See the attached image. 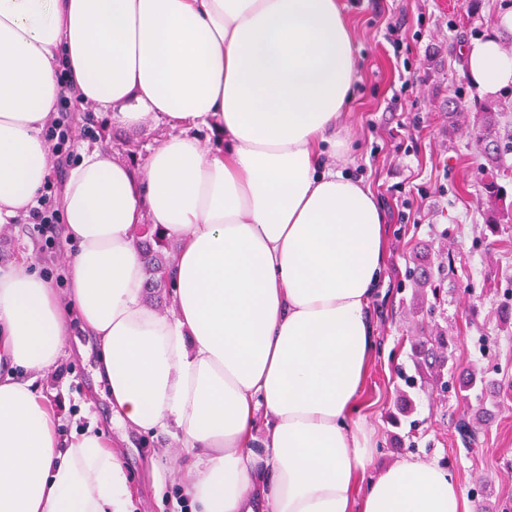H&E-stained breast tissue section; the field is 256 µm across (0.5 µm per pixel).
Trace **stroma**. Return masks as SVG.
Returning <instances> with one entry per match:
<instances>
[{
  "instance_id": "1",
  "label": "stroma",
  "mask_w": 512,
  "mask_h": 512,
  "mask_svg": "<svg viewBox=\"0 0 512 512\" xmlns=\"http://www.w3.org/2000/svg\"><path fill=\"white\" fill-rule=\"evenodd\" d=\"M354 36L358 79L342 134L349 144L346 172L379 199L387 224L384 290L373 304L379 352L370 364L362 410L377 449V465L404 456L434 461L454 473L475 512H512V324L499 320L512 306V214L501 237L485 234L491 213L482 192L483 162L473 142L474 103L481 94L468 78L464 49L487 33L505 0H481L468 12L464 0H343ZM72 131L77 144L109 137L112 157H145L165 129L151 118L132 131L114 130L107 113L83 106ZM54 245L20 217L0 226V270L32 257L54 288L66 290V264L77 246L61 226ZM455 251L456 270L439 293L417 287L416 265ZM454 339L455 372L484 371L494 390L485 404L462 399L433 382L407 384L415 370L412 347L427 336ZM57 367L39 381L61 416L68 439L102 431L120 450L134 512H192L174 470L180 440L118 425L110 393L95 382L99 346L71 324ZM468 417L480 444L468 450L455 424Z\"/></svg>"
}]
</instances>
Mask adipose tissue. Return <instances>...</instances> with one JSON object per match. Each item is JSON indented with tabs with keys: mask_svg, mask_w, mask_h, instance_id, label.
I'll use <instances>...</instances> for the list:
<instances>
[{
	"mask_svg": "<svg viewBox=\"0 0 512 512\" xmlns=\"http://www.w3.org/2000/svg\"><path fill=\"white\" fill-rule=\"evenodd\" d=\"M507 33L512 10L464 50L488 96L512 87ZM356 78L339 0H0L1 224L42 191L62 90L167 129L136 167L81 148L66 292L25 259L0 273V512H130L121 459L61 444L37 381L73 311L119 420L180 438L194 512H470L448 468H376L362 421L386 237L341 169ZM142 224L179 246L169 315L143 301Z\"/></svg>",
	"mask_w": 512,
	"mask_h": 512,
	"instance_id": "adipose-tissue-1",
	"label": "adipose tissue"
}]
</instances>
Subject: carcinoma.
Instances as JSON below:
<instances>
[{
	"mask_svg": "<svg viewBox=\"0 0 512 512\" xmlns=\"http://www.w3.org/2000/svg\"><path fill=\"white\" fill-rule=\"evenodd\" d=\"M479 118L475 128L474 138L476 143L483 148L485 164L482 166L484 176L485 196L493 210H499V203L503 201L502 186L498 183V176L507 174L512 177V165L505 163L508 155L512 154V133L506 134L500 127L498 117V104L494 101H477ZM137 243L141 249L147 273V288L155 291H169L172 288L171 269L172 263L166 255L168 250L167 238L160 231L149 224L142 225L135 232ZM444 266L438 265L437 269L417 268L413 275L420 279V286L431 288L432 294H437V288L443 280ZM449 348L451 344L444 338L427 340L421 343L418 355L422 363L437 370H442L450 358ZM450 377H455L459 382L460 391L464 392V398L469 394H483L487 389L485 378L476 373L455 374L448 370ZM457 431L464 444L472 446L478 441V431L470 419L463 417L457 423Z\"/></svg>",
	"mask_w": 512,
	"mask_h": 512,
	"instance_id": "cac0c4a2",
	"label": "carcinoma"
}]
</instances>
